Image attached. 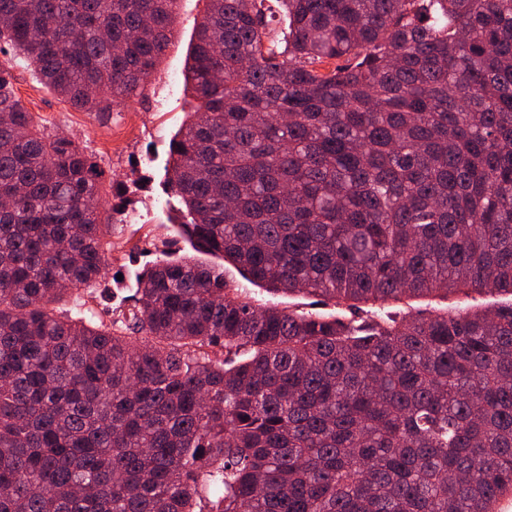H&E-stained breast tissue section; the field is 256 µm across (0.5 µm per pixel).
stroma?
<instances>
[{
  "instance_id": "obj_1",
  "label": "stroma",
  "mask_w": 512,
  "mask_h": 512,
  "mask_svg": "<svg viewBox=\"0 0 512 512\" xmlns=\"http://www.w3.org/2000/svg\"><path fill=\"white\" fill-rule=\"evenodd\" d=\"M205 0H178L171 41L158 61L141 96L112 106L109 120L71 107L69 103L42 87L35 74L26 69L12 53L0 52V64L10 67L14 89L32 113L35 122L49 131L74 140L104 170L100 185L102 201L112 198L113 182L125 183L131 206L142 220L125 224L113 220L112 252L107 276H122L126 287H133L135 276L145 263L158 258L168 247L173 231L168 218L180 206L178 197L166 186L169 143L187 121L196 102L188 90L184 75L190 47L205 13ZM150 175L148 192L135 187L141 175ZM226 279L233 288L244 289L252 303L275 305L284 309L308 308L307 297L270 292L249 283L233 265L225 267ZM493 296L452 293L448 297H419L409 302L412 311L431 312L477 309L493 305Z\"/></svg>"
}]
</instances>
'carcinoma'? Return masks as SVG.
Returning <instances> with one entry per match:
<instances>
[{"mask_svg": "<svg viewBox=\"0 0 512 512\" xmlns=\"http://www.w3.org/2000/svg\"><path fill=\"white\" fill-rule=\"evenodd\" d=\"M207 0L169 143L177 234L108 293L102 170L0 66V512H497L512 496V0ZM177 0H0L74 108L140 94ZM70 298L73 308L56 312ZM211 487L214 498L201 490ZM225 275L228 284L232 288H244L252 303L260 306L277 305L279 308L289 309H314L324 313L334 312L332 305L309 306L316 298H307L297 295H289L282 292H269L263 286L255 285L247 281L239 271L230 263L224 262ZM511 299L509 294L484 295L478 293H448V299L444 297H419L409 301V304L395 303L389 301L377 304H359L363 309L376 311L380 315H386L389 312L411 309L413 312L428 314L431 312L454 311L461 308L477 309L493 305L495 302H507Z\"/></svg>", "mask_w": 512, "mask_h": 512, "instance_id": "obj_1", "label": "carcinoma"}]
</instances>
